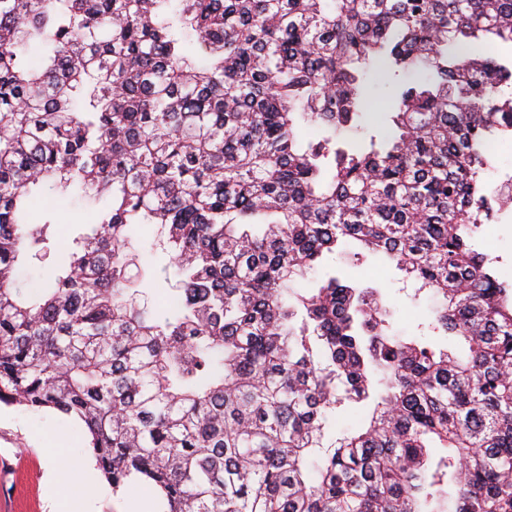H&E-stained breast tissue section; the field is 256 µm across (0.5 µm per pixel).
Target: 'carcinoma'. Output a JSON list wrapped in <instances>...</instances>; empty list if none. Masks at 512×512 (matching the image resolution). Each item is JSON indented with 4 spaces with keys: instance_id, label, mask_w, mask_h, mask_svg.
Listing matches in <instances>:
<instances>
[{
    "instance_id": "carcinoma-1",
    "label": "carcinoma",
    "mask_w": 512,
    "mask_h": 512,
    "mask_svg": "<svg viewBox=\"0 0 512 512\" xmlns=\"http://www.w3.org/2000/svg\"><path fill=\"white\" fill-rule=\"evenodd\" d=\"M498 42L512 0H0V403L81 422L112 489L166 512H512V286L476 244L512 135ZM371 74L386 122L353 141ZM48 183L108 201L63 247L30 219ZM138 224L176 267L163 308L132 287ZM349 240L463 352L334 275L286 301ZM347 401L369 422L323 445ZM49 261L44 263L33 260L31 263L22 266L17 273V279L21 286L24 288L38 287L42 281L49 282L52 279V274L48 270Z\"/></svg>"
}]
</instances>
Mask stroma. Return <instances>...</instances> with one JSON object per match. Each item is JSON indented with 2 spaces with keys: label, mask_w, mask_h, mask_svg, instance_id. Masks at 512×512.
<instances>
[{
  "label": "stroma",
  "mask_w": 512,
  "mask_h": 512,
  "mask_svg": "<svg viewBox=\"0 0 512 512\" xmlns=\"http://www.w3.org/2000/svg\"><path fill=\"white\" fill-rule=\"evenodd\" d=\"M102 208L79 192L60 193L47 188L33 210L34 222L51 221L60 240L95 223ZM157 230L132 236V248L141 257L142 279L136 288L155 300H163L169 290L167 277L174 269L169 257L157 246ZM481 244L490 254L502 279L512 283V212L496 215L483 225ZM352 280L379 289L389 311L393 331L414 336L418 325L431 314V295L415 296L404 286L395 267L376 259L360 266L348 265L340 253L327 254L305 277L291 285L292 294H306L326 275ZM84 427L65 416L0 404V512H50L53 502L78 500L89 496L87 470L96 469L95 459L85 449ZM63 452L68 466L58 482H51L49 454Z\"/></svg>",
  "instance_id": "1"
}]
</instances>
